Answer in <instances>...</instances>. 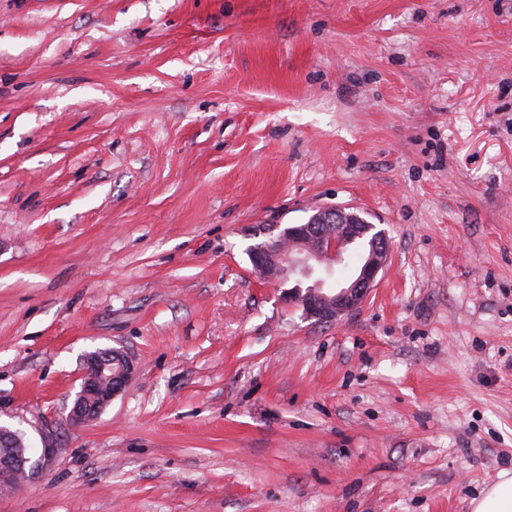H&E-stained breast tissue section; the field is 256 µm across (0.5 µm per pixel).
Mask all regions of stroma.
I'll return each mask as SVG.
<instances>
[{
    "mask_svg": "<svg viewBox=\"0 0 512 512\" xmlns=\"http://www.w3.org/2000/svg\"><path fill=\"white\" fill-rule=\"evenodd\" d=\"M327 208L390 246L330 323L248 255ZM0 423V512H470L512 476V0H0ZM86 367L66 420L72 425L93 421L118 396L133 377L128 355L114 348L99 349L86 358ZM15 445H20L19 451L9 454H0V486L11 487L26 480L30 476L31 457L28 448H25L21 440Z\"/></svg>",
    "mask_w": 512,
    "mask_h": 512,
    "instance_id": "35a3bbf8",
    "label": "stroma"
}]
</instances>
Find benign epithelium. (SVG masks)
<instances>
[{
	"instance_id": "benign-epithelium-1",
	"label": "benign epithelium",
	"mask_w": 512,
	"mask_h": 512,
	"mask_svg": "<svg viewBox=\"0 0 512 512\" xmlns=\"http://www.w3.org/2000/svg\"><path fill=\"white\" fill-rule=\"evenodd\" d=\"M367 226L369 223L353 212L321 210L304 224L283 227L272 242L250 248L249 257L254 270L268 281L284 283L288 275L296 271L308 278L320 267L330 269L341 247ZM388 252V240L381 236L363 255L350 280L327 288L325 280L319 278L306 288L295 286L291 296L308 315L333 322L361 306L384 268ZM134 371L132 360L120 349H99L90 353L66 420L72 425H82L96 419L124 391ZM30 462L25 447L0 454V486H15L29 478Z\"/></svg>"
}]
</instances>
